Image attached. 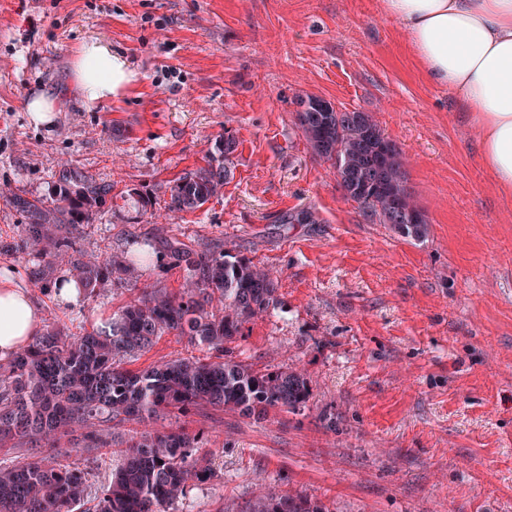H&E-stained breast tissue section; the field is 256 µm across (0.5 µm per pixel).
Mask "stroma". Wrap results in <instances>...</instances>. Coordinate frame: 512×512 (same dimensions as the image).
Masks as SVG:
<instances>
[{"instance_id":"35a3bbf8","label":"stroma","mask_w":512,"mask_h":512,"mask_svg":"<svg viewBox=\"0 0 512 512\" xmlns=\"http://www.w3.org/2000/svg\"><path fill=\"white\" fill-rule=\"evenodd\" d=\"M90 37L137 73L93 104L71 88ZM40 93L57 101L49 126L26 110ZM302 94L373 115L401 152L424 240L365 221L344 197L296 123ZM226 134L236 149L221 195L168 211L175 181ZM66 160L112 185L80 230L84 252H144L142 282L175 291L186 271L158 240L163 226L279 279L277 304L232 348L257 370L304 368L310 400L260 421L211 407L158 421L203 434L216 472L175 512H248L263 488L330 512H512V199L377 0H0V189L48 197ZM286 213L292 223H280ZM2 265L18 269L46 321L71 328L103 323L138 294L117 285L72 306L34 282L33 256ZM201 353L172 332L128 366ZM144 429L112 427L109 449L79 445L70 460L100 490L116 450Z\"/></svg>"}]
</instances>
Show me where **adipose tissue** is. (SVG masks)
<instances>
[{
	"instance_id": "ef3b65f1",
	"label": "adipose tissue",
	"mask_w": 512,
	"mask_h": 512,
	"mask_svg": "<svg viewBox=\"0 0 512 512\" xmlns=\"http://www.w3.org/2000/svg\"><path fill=\"white\" fill-rule=\"evenodd\" d=\"M398 23L424 80L453 92L477 136L480 158L499 193L512 198V0H380ZM75 86L92 102L118 97L137 78L111 47L83 42ZM44 328V316L15 269L0 273V359Z\"/></svg>"
}]
</instances>
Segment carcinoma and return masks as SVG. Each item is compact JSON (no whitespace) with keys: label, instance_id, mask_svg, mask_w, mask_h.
<instances>
[{"label":"carcinoma","instance_id":"cac0c4a2","mask_svg":"<svg viewBox=\"0 0 512 512\" xmlns=\"http://www.w3.org/2000/svg\"><path fill=\"white\" fill-rule=\"evenodd\" d=\"M296 119L313 150L331 163L345 195L366 220L387 224L420 241L428 224L406 187L396 144L367 112H339L316 96L298 99ZM232 137L226 135L206 164L180 177L168 210L194 212L217 196L230 175ZM51 200L20 187L0 192L23 218L18 241L0 244V255L27 250L40 259L36 280L47 288L63 261L93 298L112 282L138 287L136 260L119 257L65 260L79 227L92 221L112 192L66 161L55 174ZM175 262L186 265L181 289L154 284L112 314L104 325L73 332L56 321L12 356L0 361V447L35 449L0 466V512H169L191 487L214 477L211 462L196 456L201 438L178 432H141L120 450L111 481L92 497L85 473L64 464L61 440L76 433L89 448L104 446L103 432L125 421L199 406L222 407L262 418L275 409L299 410L310 392L297 368L261 372L233 356L226 344L243 324L277 301L278 281L269 270L224 251L192 249L166 241ZM176 332L208 348L203 356L170 359L142 370L126 360ZM249 512H330L299 495L261 493Z\"/></svg>","mask_w":512,"mask_h":512}]
</instances>
